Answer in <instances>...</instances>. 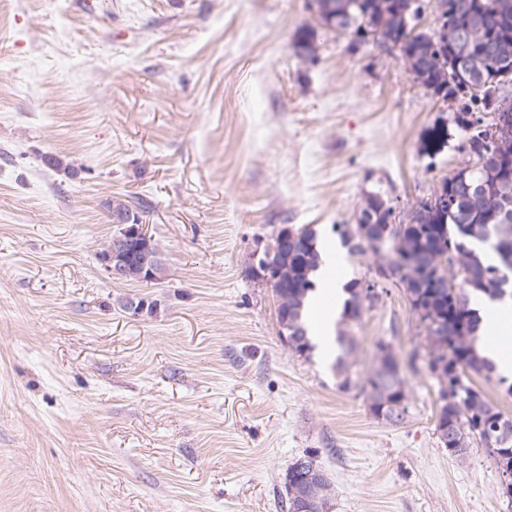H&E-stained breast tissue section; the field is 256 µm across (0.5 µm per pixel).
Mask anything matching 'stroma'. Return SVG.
Here are the masks:
<instances>
[{
	"mask_svg": "<svg viewBox=\"0 0 512 512\" xmlns=\"http://www.w3.org/2000/svg\"><path fill=\"white\" fill-rule=\"evenodd\" d=\"M306 27L310 58L295 48ZM458 109L397 52L318 28L309 0H7L0 512H287L305 455L331 482L326 512H512L483 447L461 463L439 444L423 326L339 233L369 194L404 224L475 166ZM438 124L448 144L423 155ZM118 198L158 242L161 280L100 267ZM285 226L335 246L327 279L373 283L338 328L352 376L391 346L402 423L282 336L273 288L246 269Z\"/></svg>",
	"mask_w": 512,
	"mask_h": 512,
	"instance_id": "stroma-1",
	"label": "stroma"
}]
</instances>
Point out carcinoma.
<instances>
[{"label": "carcinoma", "mask_w": 512, "mask_h": 512, "mask_svg": "<svg viewBox=\"0 0 512 512\" xmlns=\"http://www.w3.org/2000/svg\"><path fill=\"white\" fill-rule=\"evenodd\" d=\"M348 7L336 12V29L349 30L365 38L378 37L388 46L407 43L414 49V80L426 89H444L443 99L461 102L453 121L465 132L463 149L479 165L458 170L460 178L446 179L441 190L448 194V205L440 208L422 203L420 217L414 224L391 223L392 208L381 209L376 203L375 223L362 236L359 225L342 231L343 243L352 253L367 251L379 255L372 239L388 236L386 251L407 250V257L420 269V277L396 268L390 279L404 286L413 310L419 312L427 342V366L446 360V374L458 386L444 390L439 386L441 406L435 431L448 457L463 461L470 448L479 444L501 472L512 473V417L497 410L484 396L467 384L466 372L481 374L493 371L490 362L478 352L481 318L470 306L469 292L481 293L491 301L507 295L512 300V259L505 258L503 247L512 252V162L503 165L500 148L495 142L497 119L486 124L479 113L499 114L504 103L499 92L509 78L497 77L505 68L512 69V0H440L443 19L451 45L460 49L463 61H478L482 72L473 77L444 79L448 55L439 50L426 31L417 30L421 6L407 8L411 0H390V15L379 22L375 0H346ZM483 89L476 92L472 84ZM448 128L433 127L422 144V152L432 155L447 143ZM488 244L497 263L484 262L478 245ZM321 265L316 236L307 228L293 243L281 249L279 272L271 286L279 297V324L288 326V344L298 353L311 348L306 321L305 301L315 288L313 277ZM348 294L343 319L360 316L363 303L373 297L358 279L347 283ZM339 354L335 366L344 374L341 387L360 389L371 403L377 418L390 424L404 421L408 397L399 376V366L383 379L371 369L364 383L346 375L354 341L345 333L337 336ZM331 483L318 471L310 493L327 504Z\"/></svg>", "instance_id": "obj_1"}]
</instances>
